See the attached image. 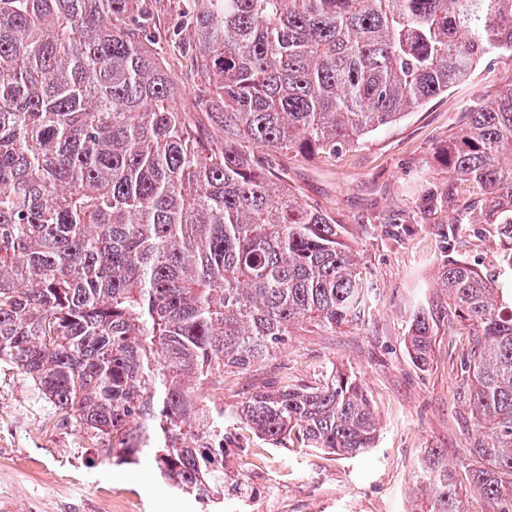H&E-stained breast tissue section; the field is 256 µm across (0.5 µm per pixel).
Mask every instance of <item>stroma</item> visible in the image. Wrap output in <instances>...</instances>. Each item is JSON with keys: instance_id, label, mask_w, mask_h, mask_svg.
<instances>
[{"instance_id": "stroma-1", "label": "stroma", "mask_w": 512, "mask_h": 512, "mask_svg": "<svg viewBox=\"0 0 512 512\" xmlns=\"http://www.w3.org/2000/svg\"><path fill=\"white\" fill-rule=\"evenodd\" d=\"M153 48L182 90L180 104L196 111L197 78L174 31H187L184 0H158ZM512 84V58L483 62L474 78L401 120L383 126L332 158L288 160V181L342 226L376 285L363 323L333 334L298 332L263 363L224 376V409L263 384L316 385L336 369L354 371L376 411L375 448L342 458L296 439L273 446L245 424L229 425L224 451V500L215 504L172 492L144 465H118L102 440L78 425H59L50 404L37 398L16 369L0 366V512H424L427 493L415 473L427 450L443 452L457 481L467 484L473 461L463 426L470 409L456 389L461 362L474 338L457 316L438 322L429 364L408 353L411 317L438 308L437 286L446 259L441 229L448 209L424 203L428 188L446 187L448 169L437 149L469 102ZM407 217L413 232L387 233L392 217ZM512 240L487 224H467L455 258L478 270L499 268Z\"/></svg>"}]
</instances>
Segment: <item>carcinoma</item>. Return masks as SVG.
Returning <instances> with one entry per match:
<instances>
[{
    "mask_svg": "<svg viewBox=\"0 0 512 512\" xmlns=\"http://www.w3.org/2000/svg\"><path fill=\"white\" fill-rule=\"evenodd\" d=\"M183 42L213 132L143 41L148 0H0V364L172 489L224 493V373L296 330L333 332L370 309L373 282L340 225L277 183V155L334 156L512 56V0H192ZM428 192L464 224L512 239V87L478 97ZM480 192L457 197L455 181ZM449 304L417 309L427 366L448 306L477 336L461 363L478 465L470 487L512 512V260L490 277L447 256ZM232 418L274 444L343 458L372 448L377 414L357 375L265 386ZM426 512H464L430 449Z\"/></svg>",
    "mask_w": 512,
    "mask_h": 512,
    "instance_id": "1",
    "label": "carcinoma"
}]
</instances>
